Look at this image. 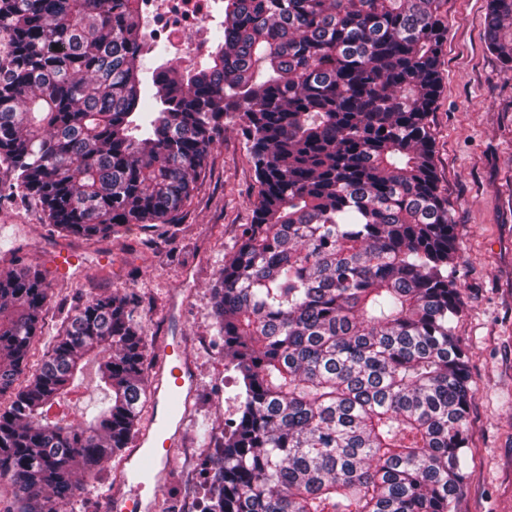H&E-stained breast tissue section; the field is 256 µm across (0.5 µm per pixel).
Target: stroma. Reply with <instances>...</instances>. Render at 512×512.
I'll use <instances>...</instances> for the list:
<instances>
[{
	"label": "stroma",
	"instance_id": "35a3bbf8",
	"mask_svg": "<svg viewBox=\"0 0 512 512\" xmlns=\"http://www.w3.org/2000/svg\"><path fill=\"white\" fill-rule=\"evenodd\" d=\"M446 8L441 89L427 121L439 186L460 242L453 276L462 310L454 326L474 391L469 466L454 510L512 512V68L487 46L486 0H447ZM257 192L252 158L237 122L228 119L173 238L160 248H147L154 232L138 224L88 242L45 224L35 199L0 202V271L19 260L44 268L47 256L63 248L85 258L71 279L50 280L47 332L61 326L72 302L133 294L147 355L177 341L186 348L195 396L153 512H206L209 451L198 445V426L208 423L220 437L239 417L240 387L216 333L211 287L252 219ZM105 394L95 364H87L68 404L50 416L80 423L85 408L104 404ZM189 448L197 456L192 469L185 459ZM117 467L110 460L80 476L73 512H117Z\"/></svg>",
	"mask_w": 512,
	"mask_h": 512
}]
</instances>
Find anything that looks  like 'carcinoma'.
Masks as SVG:
<instances>
[{"mask_svg":"<svg viewBox=\"0 0 512 512\" xmlns=\"http://www.w3.org/2000/svg\"><path fill=\"white\" fill-rule=\"evenodd\" d=\"M445 0H224L223 39L188 73L145 82L135 0H0V165L9 198L96 241L170 226L224 117L258 183L253 221L212 288L240 416L212 448L208 512H453L473 390L454 335L456 225L426 119L441 87ZM488 47L512 67V0H487ZM50 291L0 271V481L10 512H60L76 476L120 455L142 412L131 295L79 301L45 337ZM48 351L22 385L42 338ZM110 398L52 421L86 364Z\"/></svg>","mask_w":512,"mask_h":512,"instance_id":"carcinoma-1","label":"carcinoma"}]
</instances>
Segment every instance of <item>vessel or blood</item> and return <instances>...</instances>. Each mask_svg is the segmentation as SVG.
Returning a JSON list of instances; mask_svg holds the SVG:
<instances>
[{"mask_svg":"<svg viewBox=\"0 0 512 512\" xmlns=\"http://www.w3.org/2000/svg\"><path fill=\"white\" fill-rule=\"evenodd\" d=\"M79 262L77 255L59 250L47 258V265L55 278L68 277L71 268ZM151 381L156 406L161 412L151 425L140 435L137 447L139 455L132 468L138 483L160 481V467L168 463L180 434L173 431L171 424L178 412L175 402L189 404L194 394V376L185 354L178 349L160 350L151 367Z\"/></svg>","mask_w":512,"mask_h":512,"instance_id":"obj_1","label":"vessel or blood"}]
</instances>
